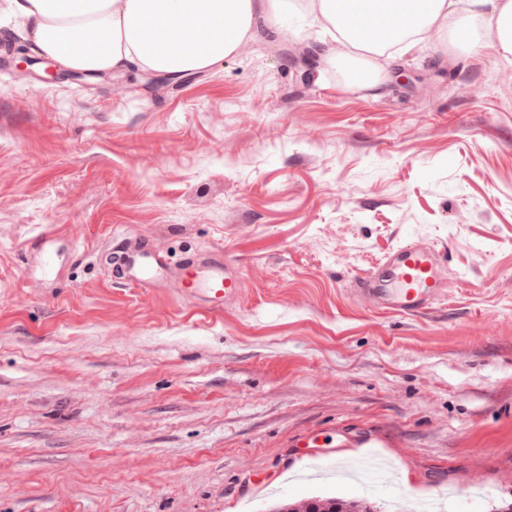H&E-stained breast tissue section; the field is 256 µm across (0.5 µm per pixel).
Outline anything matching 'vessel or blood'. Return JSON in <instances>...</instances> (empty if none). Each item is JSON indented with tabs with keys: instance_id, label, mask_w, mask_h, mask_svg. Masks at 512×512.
<instances>
[{
	"instance_id": "obj_1",
	"label": "vessel or blood",
	"mask_w": 512,
	"mask_h": 512,
	"mask_svg": "<svg viewBox=\"0 0 512 512\" xmlns=\"http://www.w3.org/2000/svg\"><path fill=\"white\" fill-rule=\"evenodd\" d=\"M105 261L113 279L131 288L174 280L184 292L202 298L207 315L223 313L225 300L241 288L240 277L228 272L220 251L187 256L174 267L149 241L121 235L108 242ZM446 265V254L434 245L407 241L359 277V292L370 305L417 315L430 309L444 293Z\"/></svg>"
}]
</instances>
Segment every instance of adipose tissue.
I'll use <instances>...</instances> for the list:
<instances>
[{"mask_svg": "<svg viewBox=\"0 0 512 512\" xmlns=\"http://www.w3.org/2000/svg\"><path fill=\"white\" fill-rule=\"evenodd\" d=\"M499 51L512 55V0H473ZM284 0H8L33 50L66 67L120 74L137 67L177 74L202 71L237 56L257 11L277 18ZM309 16L335 31L322 60L345 84L369 91L387 80L393 46L432 36L448 51L479 41L458 0H307Z\"/></svg>", "mask_w": 512, "mask_h": 512, "instance_id": "ef3b65f1", "label": "adipose tissue"}]
</instances>
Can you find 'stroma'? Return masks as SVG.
<instances>
[{"label":"stroma","instance_id":"35a3bbf8","mask_svg":"<svg viewBox=\"0 0 512 512\" xmlns=\"http://www.w3.org/2000/svg\"><path fill=\"white\" fill-rule=\"evenodd\" d=\"M304 8L168 87L43 80L0 52V512H268L394 467L377 512L512 500V58L395 48L348 88ZM125 90H116L117 81ZM220 249L223 315L113 282L112 233ZM57 273H40L44 234ZM405 240L448 254L420 316L356 275Z\"/></svg>","mask_w":512,"mask_h":512}]
</instances>
